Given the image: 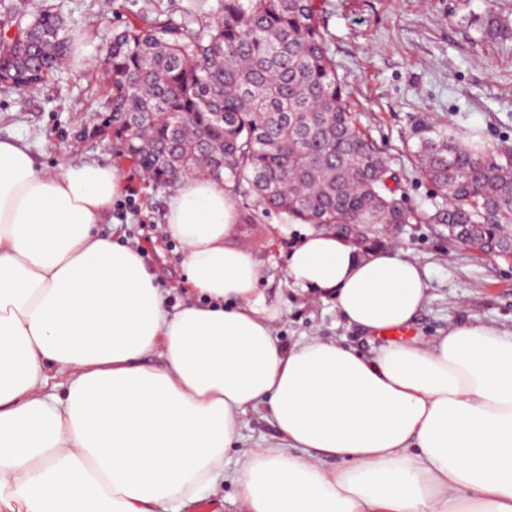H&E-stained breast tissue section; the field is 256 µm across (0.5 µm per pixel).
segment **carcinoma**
Masks as SVG:
<instances>
[{"mask_svg": "<svg viewBox=\"0 0 512 512\" xmlns=\"http://www.w3.org/2000/svg\"><path fill=\"white\" fill-rule=\"evenodd\" d=\"M318 0H221L217 15L184 11L112 35L99 72L101 123L123 157L154 181L177 186L207 174L254 193L267 211L347 236L368 249L389 224H441L448 237L512 257V153L492 156L446 126L416 146L419 173L440 198L409 208L371 139L359 129L316 25ZM0 45V85L26 93L69 58L62 20L15 12ZM481 29L512 38L494 13ZM224 113L216 122L213 113Z\"/></svg>", "mask_w": 512, "mask_h": 512, "instance_id": "1", "label": "carcinoma"}]
</instances>
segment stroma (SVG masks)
<instances>
[{
    "label": "stroma",
    "instance_id": "obj_1",
    "mask_svg": "<svg viewBox=\"0 0 512 512\" xmlns=\"http://www.w3.org/2000/svg\"><path fill=\"white\" fill-rule=\"evenodd\" d=\"M24 2L29 13L48 9L62 16L87 49L84 69L64 67L35 92L0 88V138L21 140L40 163L54 166L90 156L116 160L120 141L94 131L102 120L96 76L112 30L158 11L176 18L192 8L211 16L221 0ZM491 11L512 25V0H322L317 25L351 109L398 175L409 206L431 210L434 197L413 154L422 128L449 124L474 135L488 152L512 150V39L483 36L480 22ZM120 168L126 188L113 200L110 218L140 248L169 305L195 299L182 248L163 232L171 188L129 162ZM230 195L236 222L225 243L260 262V288L280 312L274 334L282 344L317 336L367 357L387 345V337L348 325L332 300L289 279L288 253L303 224L263 211L239 190ZM383 237L385 247L404 250L428 270V300L406 341L427 343L474 320L512 334V260L450 242L437 224L399 225Z\"/></svg>",
    "mask_w": 512,
    "mask_h": 512
}]
</instances>
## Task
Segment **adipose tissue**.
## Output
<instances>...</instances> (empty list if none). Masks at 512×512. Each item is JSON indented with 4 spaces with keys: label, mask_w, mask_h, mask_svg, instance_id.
Returning a JSON list of instances; mask_svg holds the SVG:
<instances>
[{
    "label": "adipose tissue",
    "mask_w": 512,
    "mask_h": 512,
    "mask_svg": "<svg viewBox=\"0 0 512 512\" xmlns=\"http://www.w3.org/2000/svg\"><path fill=\"white\" fill-rule=\"evenodd\" d=\"M124 187L108 162L42 169L0 139V512H183L215 492L249 409L279 440L242 448L244 512H512V336L468 322L372 358L283 345L207 175L164 216L203 301L169 306L139 248L99 229ZM287 274L374 333L428 299L418 260L331 232L302 233Z\"/></svg>",
    "instance_id": "obj_1"
}]
</instances>
